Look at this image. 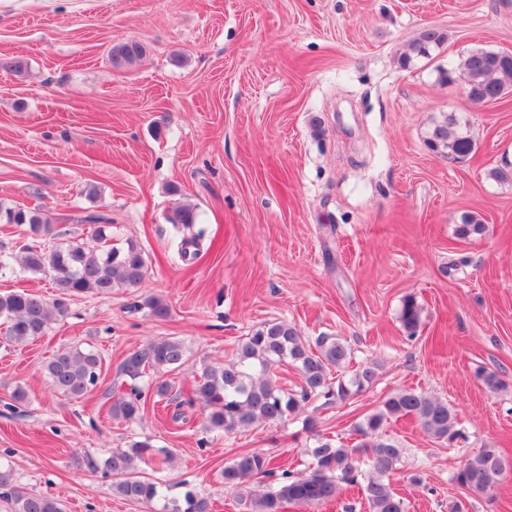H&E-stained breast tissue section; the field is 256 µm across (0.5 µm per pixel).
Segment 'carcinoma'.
<instances>
[{
	"instance_id": "1",
	"label": "carcinoma",
	"mask_w": 512,
	"mask_h": 512,
	"mask_svg": "<svg viewBox=\"0 0 512 512\" xmlns=\"http://www.w3.org/2000/svg\"><path fill=\"white\" fill-rule=\"evenodd\" d=\"M445 39V34L436 29L424 30L400 56V67L407 69L414 60L429 56L431 48ZM143 53L140 42H122L112 47V65L131 66ZM458 75L471 101H496L512 89V53L472 50L460 62ZM456 126L452 115L434 123L427 144L453 162H464L476 152V143ZM166 221L188 225L194 223V214L186 206H176L167 214ZM81 222L91 225L96 245L71 242L50 249L33 244L18 258L23 271L49 277L56 295L48 302L27 290L0 292V320L7 323L8 341L22 344L43 335L55 318L67 314L68 300L74 295L109 294L114 288H134L144 280L147 264L142 249L133 242L122 250L108 245L112 221L107 216L89 213ZM5 223L26 225L37 234L49 231L50 221L20 208L5 212ZM486 232V225L467 215L456 228V235L462 239ZM420 312L414 297L403 299L400 321L409 338L419 331ZM353 356L351 345L340 336L321 334L310 341L286 320L267 322L239 342L235 359L206 366L201 379L195 382L194 399L208 408L204 430L218 435L256 422H280L310 400H321L325 405L343 403L365 390L375 377V371L368 365L348 374L332 375V370L345 367ZM185 357L183 344L174 339L151 341L129 353L121 372L134 384L129 392L112 401V418L134 422L140 417L144 395L135 381L149 369L157 375L152 383L155 395L172 402L173 387L163 375L181 367ZM289 362L296 365L302 378L300 390L294 393L273 379V370ZM102 369L103 359L98 352L70 346L49 359L45 374L52 389L61 396L81 399L97 388ZM407 418L438 442L452 443L460 436L457 413L448 403L415 389H397L354 426L359 436L356 444L348 446L319 433L314 420L308 418L305 425L312 433L313 443L307 449L309 464L305 472L294 475L285 471L274 485L260 491L246 490L244 486L250 479L273 477L276 471L272 457L244 452L224 466V486L238 492L245 512H284L289 504L320 506L336 498L342 483L361 491L368 512H405L403 498L390 486L391 476L401 464L403 449L386 434L385 427L392 420ZM158 454L160 450L147 440L113 450L104 462V470L112 474L115 492L143 503L160 497L161 483L138 470L140 463L162 466L170 461V453H163L161 460ZM511 471L512 459L496 448H483L466 458L455 481L476 495H489L500 485L504 474ZM0 501L8 512H63L59 500L28 492L7 469H0ZM210 509L206 498L189 493L184 505L175 503L169 512Z\"/></svg>"
}]
</instances>
